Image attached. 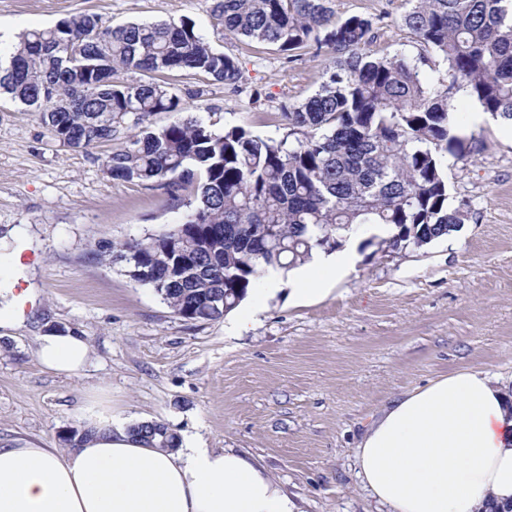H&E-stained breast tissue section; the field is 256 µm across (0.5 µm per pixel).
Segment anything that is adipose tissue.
<instances>
[{"label": "adipose tissue", "mask_w": 512, "mask_h": 512, "mask_svg": "<svg viewBox=\"0 0 512 512\" xmlns=\"http://www.w3.org/2000/svg\"><path fill=\"white\" fill-rule=\"evenodd\" d=\"M354 263L352 248L313 252L293 272V298L319 296ZM89 343L75 331L39 340V362L77 378ZM86 442L58 453L0 444V512H298L252 459L191 437L162 452L125 423L88 415ZM359 474L389 512H483L512 505V392L477 368L453 372L387 405L356 448Z\"/></svg>", "instance_id": "ef3b65f1"}]
</instances>
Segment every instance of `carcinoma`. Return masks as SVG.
<instances>
[{
    "instance_id": "cac0c4a2",
    "label": "carcinoma",
    "mask_w": 512,
    "mask_h": 512,
    "mask_svg": "<svg viewBox=\"0 0 512 512\" xmlns=\"http://www.w3.org/2000/svg\"><path fill=\"white\" fill-rule=\"evenodd\" d=\"M331 2L215 0L211 9L214 30L269 45L290 62L307 48L333 59L319 89L282 113L280 137L183 114L171 73L245 81L239 57L212 47L190 21L110 27L82 14L29 29L0 51V91L40 112L53 140L87 150L112 140L131 115L142 130L106 156L105 173L156 183L177 200L193 188L182 222L116 244L109 258L184 319L223 318L266 268L333 251L356 226L392 229L380 244L402 251L457 232L468 218L445 173L448 157L472 152L455 97L464 91L482 112L512 121V0H408L401 22L414 55L379 52V22L340 16ZM120 70L141 78L119 81ZM159 112L173 120L144 125ZM131 431L152 448L180 444L163 421ZM91 435L77 421L60 439L71 448Z\"/></svg>"
}]
</instances>
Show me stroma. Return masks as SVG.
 <instances>
[{
	"label": "stroma",
	"mask_w": 512,
	"mask_h": 512,
	"mask_svg": "<svg viewBox=\"0 0 512 512\" xmlns=\"http://www.w3.org/2000/svg\"><path fill=\"white\" fill-rule=\"evenodd\" d=\"M338 15L380 19V51L415 53L401 24L406 0H333ZM212 0H0V29L55 25L84 13L107 26L195 22L211 44L237 55L243 90L185 71L171 78L187 111L216 128L283 133V106L314 93L332 66L302 51L216 34ZM458 123L475 140L449 159L448 189L470 203L458 232L422 249L364 247L324 297L297 301L282 281L242 331L239 311L216 322L175 315L151 288L107 264L113 244L178 224L191 197L155 184L111 180L101 159L124 133L91 153L51 140L38 113L0 97V231L32 241L0 245V291L31 290L27 319L0 331V443L60 447L74 419L106 410L126 423L163 421L208 448L251 455L302 512H385L364 487L357 444L393 399L448 373L479 368L512 388V129L477 118L458 93ZM76 330L91 361L82 377L46 370L40 336Z\"/></svg>",
	"instance_id": "stroma-1"
}]
</instances>
